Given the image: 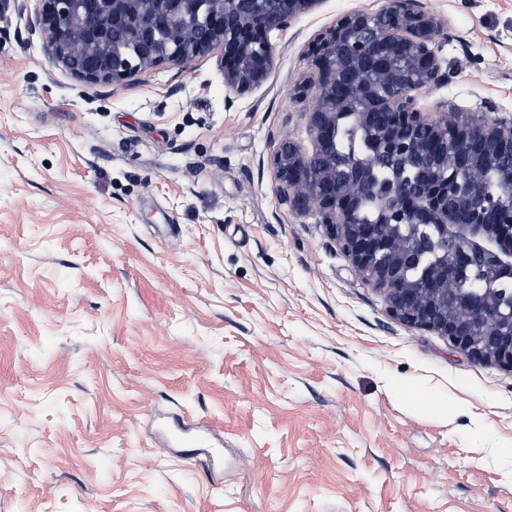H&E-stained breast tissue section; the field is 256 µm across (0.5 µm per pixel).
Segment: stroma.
I'll return each mask as SVG.
<instances>
[{"label":"stroma","instance_id":"obj_1","mask_svg":"<svg viewBox=\"0 0 512 512\" xmlns=\"http://www.w3.org/2000/svg\"><path fill=\"white\" fill-rule=\"evenodd\" d=\"M421 2L454 76L419 107L512 118V0ZM385 4L273 31L228 108L211 59L83 82L0 0V512H512V373L391 319L275 189L310 44Z\"/></svg>","mask_w":512,"mask_h":512}]
</instances>
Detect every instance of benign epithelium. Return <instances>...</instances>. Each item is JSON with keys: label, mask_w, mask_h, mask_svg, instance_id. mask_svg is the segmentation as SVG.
I'll list each match as a JSON object with an SVG mask.
<instances>
[{"label": "benign epithelium", "mask_w": 512, "mask_h": 512, "mask_svg": "<svg viewBox=\"0 0 512 512\" xmlns=\"http://www.w3.org/2000/svg\"><path fill=\"white\" fill-rule=\"evenodd\" d=\"M320 0H42L28 20L45 36L49 57L76 78L118 85L162 64L183 68L214 57L224 101L261 87L273 68L270 34ZM444 22L418 0H386L376 12H351L310 48L313 71L301 86L311 148L292 139L274 149L277 191L302 216L316 212L326 235L362 280L379 290L388 315L427 329L473 360L512 373V250L487 233L491 207L512 224V203L493 198L482 169L512 198V119L454 105L433 114L416 95L449 81L435 49ZM352 113L372 133L376 159L397 174L375 223L360 218L375 193L372 168L336 158L326 137ZM442 147L443 179L424 165L426 141ZM428 262L420 281L404 272ZM471 273L483 284L465 288Z\"/></svg>", "instance_id": "benign-epithelium-1"}]
</instances>
